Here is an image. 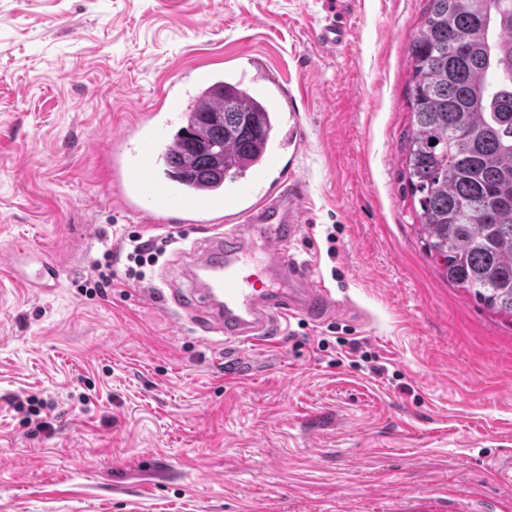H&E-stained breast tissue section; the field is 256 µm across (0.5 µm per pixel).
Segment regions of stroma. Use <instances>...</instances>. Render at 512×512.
Segmentation results:
<instances>
[{"label": "stroma", "mask_w": 512, "mask_h": 512, "mask_svg": "<svg viewBox=\"0 0 512 512\" xmlns=\"http://www.w3.org/2000/svg\"><path fill=\"white\" fill-rule=\"evenodd\" d=\"M427 0H0V512H512V320L449 284L404 176L409 47ZM336 21L347 46L317 48ZM261 55L296 90L310 262L345 308L296 316L226 378L224 339L150 295L203 245L181 229L141 281L106 140L177 88ZM111 288L85 279L105 251Z\"/></svg>", "instance_id": "1"}]
</instances>
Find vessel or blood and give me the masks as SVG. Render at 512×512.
Here are the masks:
<instances>
[{"label":"vessel or blood","mask_w":512,"mask_h":512,"mask_svg":"<svg viewBox=\"0 0 512 512\" xmlns=\"http://www.w3.org/2000/svg\"><path fill=\"white\" fill-rule=\"evenodd\" d=\"M348 37L345 27L333 23L314 33L315 43L324 49L343 46ZM247 59L252 83L278 84V74L262 57L251 53ZM182 120L180 99L170 96L162 119L143 123L135 142L123 135L114 137L112 154L124 210L157 228L193 227L206 234L205 247L189 252L179 267L181 285L172 289L171 302L203 313L206 332L223 335L229 346L275 342L284 323L297 315L315 321L333 315L339 302L330 288L288 252L303 228L301 181L291 173L267 188L258 169L224 191L205 185L189 192L177 183L159 180L156 173L177 144L167 129ZM306 144L301 114L289 111L288 131L272 149L269 165H276L284 153L297 159ZM258 239L276 268L270 284L258 283L255 277L253 243Z\"/></svg>","instance_id":"vessel-or-blood-1"}]
</instances>
